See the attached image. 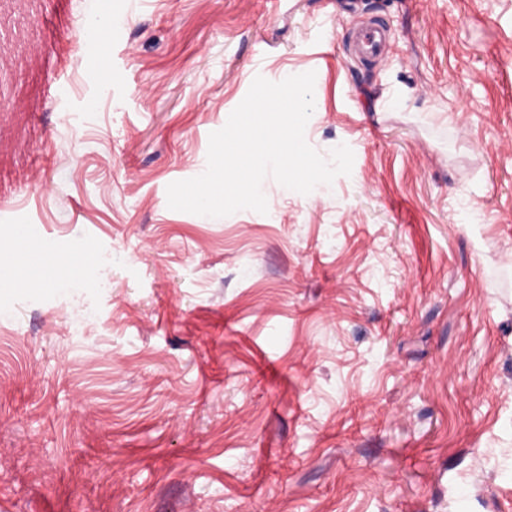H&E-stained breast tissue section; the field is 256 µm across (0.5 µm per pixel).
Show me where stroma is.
Here are the masks:
<instances>
[{"mask_svg":"<svg viewBox=\"0 0 512 512\" xmlns=\"http://www.w3.org/2000/svg\"><path fill=\"white\" fill-rule=\"evenodd\" d=\"M0 44V254L96 255L0 286V512H512V0H0ZM309 71L350 175L168 208ZM386 37V30L380 24L369 23L353 37L355 53L364 60H377L383 53ZM11 244L12 249L17 254L23 256V269L29 271L42 265V256L40 254L31 252L29 249L30 231L27 225L18 224L13 226ZM54 275L52 278L46 279L36 277L28 288L46 289H63L67 286L76 284L79 281L78 264L74 262L69 254H55L53 257Z\"/></svg>","mask_w":512,"mask_h":512,"instance_id":"stroma-1","label":"stroma"}]
</instances>
